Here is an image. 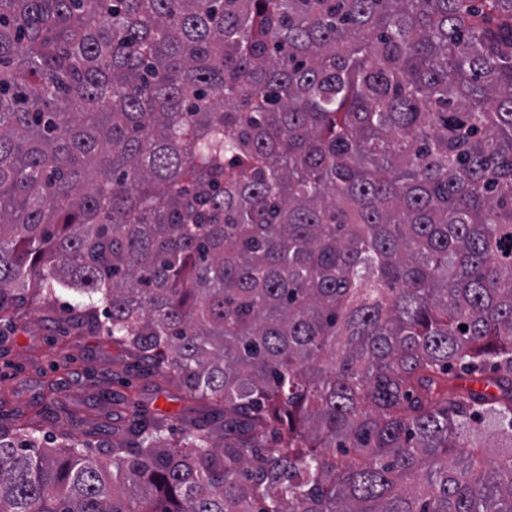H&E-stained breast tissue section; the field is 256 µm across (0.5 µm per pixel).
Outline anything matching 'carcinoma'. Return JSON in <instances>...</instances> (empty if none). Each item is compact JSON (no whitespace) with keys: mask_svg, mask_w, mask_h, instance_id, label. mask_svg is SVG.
<instances>
[{"mask_svg":"<svg viewBox=\"0 0 512 512\" xmlns=\"http://www.w3.org/2000/svg\"><path fill=\"white\" fill-rule=\"evenodd\" d=\"M32 286L217 411L0 424V512H512V0H0Z\"/></svg>","mask_w":512,"mask_h":512,"instance_id":"carcinoma-1","label":"carcinoma"}]
</instances>
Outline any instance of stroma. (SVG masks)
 <instances>
[{"mask_svg":"<svg viewBox=\"0 0 512 512\" xmlns=\"http://www.w3.org/2000/svg\"><path fill=\"white\" fill-rule=\"evenodd\" d=\"M76 302L62 295L48 315L34 300L24 318L0 326V422L36 427L49 440L63 430L108 440L137 407L168 415L171 438H180L200 402L111 337L67 332L68 308Z\"/></svg>","mask_w":512,"mask_h":512,"instance_id":"obj_1","label":"stroma"}]
</instances>
